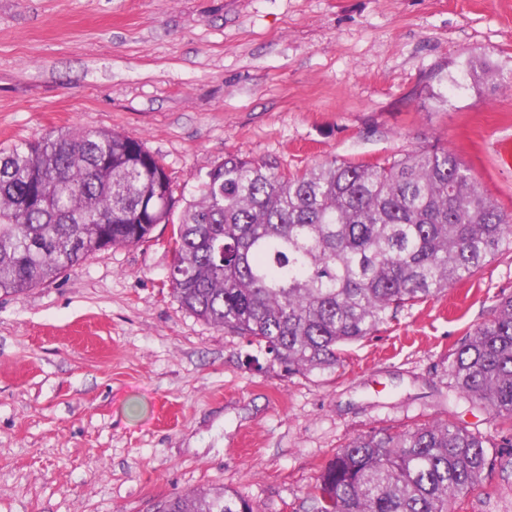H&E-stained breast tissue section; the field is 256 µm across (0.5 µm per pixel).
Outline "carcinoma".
<instances>
[{"label": "carcinoma", "mask_w": 512, "mask_h": 512, "mask_svg": "<svg viewBox=\"0 0 512 512\" xmlns=\"http://www.w3.org/2000/svg\"><path fill=\"white\" fill-rule=\"evenodd\" d=\"M478 82L497 73L470 59ZM169 177L141 139L69 130L0 149V296L172 225L171 293L287 374L335 368L344 347L512 251V213L447 148L376 163L331 160L288 176L224 157L173 223ZM457 394L512 425V296L450 354ZM491 465L487 439L451 420L375 432L337 449L311 512H460ZM157 512H257L225 487L177 493Z\"/></svg>", "instance_id": "carcinoma-1"}]
</instances>
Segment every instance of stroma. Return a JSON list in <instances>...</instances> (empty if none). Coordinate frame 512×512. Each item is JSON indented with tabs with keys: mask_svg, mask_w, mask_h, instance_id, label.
Instances as JSON below:
<instances>
[{
	"mask_svg": "<svg viewBox=\"0 0 512 512\" xmlns=\"http://www.w3.org/2000/svg\"><path fill=\"white\" fill-rule=\"evenodd\" d=\"M512 0H0V147L60 130L142 139L177 207L230 154L294 174L438 144L512 212ZM170 227L0 297V512H155L227 486L308 512L336 449L449 419L495 462L466 512H512V428L449 386L448 356L501 296L512 252L399 309L324 373L284 374L171 296Z\"/></svg>",
	"mask_w": 512,
	"mask_h": 512,
	"instance_id": "obj_1",
	"label": "stroma"
}]
</instances>
